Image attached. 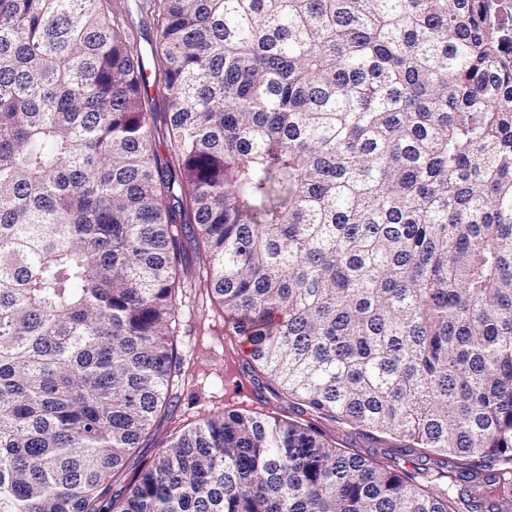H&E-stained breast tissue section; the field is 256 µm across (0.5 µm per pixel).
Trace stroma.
Listing matches in <instances>:
<instances>
[{"label":"stroma","mask_w":512,"mask_h":512,"mask_svg":"<svg viewBox=\"0 0 512 512\" xmlns=\"http://www.w3.org/2000/svg\"><path fill=\"white\" fill-rule=\"evenodd\" d=\"M122 14L124 27L150 76L149 105L155 117H163L167 100L156 61L155 25L152 18L140 12L138 0H125ZM196 234V229H188L182 239L190 274L186 287L178 292L175 338L188 383L173 389L166 414L153 422V438L127 459L122 476L126 484L149 465L163 445L169 444L176 431L197 424L209 414L246 409L282 419L297 416L289 401L278 396L276 386L264 374H254L245 368L240 337L233 335L231 320L200 282L195 262Z\"/></svg>","instance_id":"obj_1"}]
</instances>
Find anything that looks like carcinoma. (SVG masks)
Here are the masks:
<instances>
[{
    "label": "carcinoma",
    "mask_w": 512,
    "mask_h": 512,
    "mask_svg": "<svg viewBox=\"0 0 512 512\" xmlns=\"http://www.w3.org/2000/svg\"><path fill=\"white\" fill-rule=\"evenodd\" d=\"M170 149L110 0H0V512H512V41L491 0H149ZM297 412L133 482L181 374V237Z\"/></svg>",
    "instance_id": "carcinoma-1"
}]
</instances>
